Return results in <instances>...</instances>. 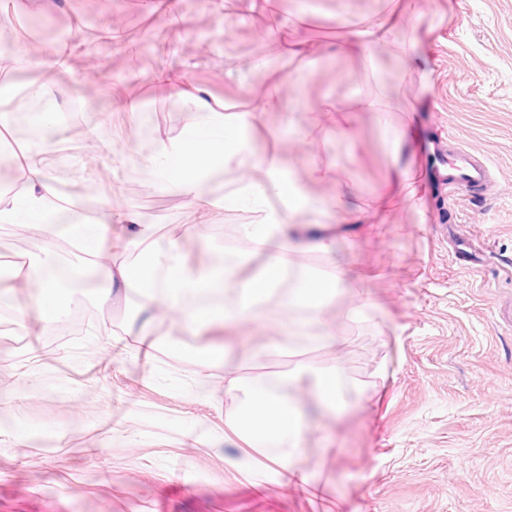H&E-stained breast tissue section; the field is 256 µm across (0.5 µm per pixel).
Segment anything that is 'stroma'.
I'll use <instances>...</instances> for the list:
<instances>
[{
	"label": "stroma",
	"instance_id": "35a3bbf8",
	"mask_svg": "<svg viewBox=\"0 0 512 512\" xmlns=\"http://www.w3.org/2000/svg\"><path fill=\"white\" fill-rule=\"evenodd\" d=\"M152 2L95 0L90 10L65 0L37 11L16 0L0 49L35 33L45 46L67 35L69 73L0 70L18 96L40 84L53 111L68 116L40 157L50 182L72 197L93 194L113 221L143 214L162 240L196 223L187 197L127 190L138 153L192 119V105L154 75L170 71L243 109L260 87L248 66L266 53L290 89L255 128L254 150L283 158L313 198L335 196L341 182L357 187L356 222L340 232L335 256L309 263L351 267L353 288L380 315L351 320L346 294L329 308L353 387L345 414L321 416L311 432V481L302 485L234 466L262 457L225 431L235 405L223 370L195 364V352L215 343L243 357L267 331L217 324L196 336L161 317L152 359L135 360L126 330L136 293L102 305L97 290L63 289L70 304L46 328L31 288L13 285L0 296V512H512V0H421V67L404 77L335 53L341 20L368 23L388 0H274L273 18L248 20L238 0H183L173 14L149 11ZM268 25L263 49L256 33ZM294 41L309 46L306 66L280 50ZM356 92L392 103L409 169L440 136L449 150L487 159L491 192L408 202L390 192L394 161L372 115L361 116L352 146L332 138L311 146L285 122L315 118L333 129L322 101L343 104ZM129 99L140 112L123 109ZM115 141L128 146L125 156L113 155ZM315 163L335 165L338 182L309 181ZM258 220L248 210L212 216L204 236L181 239L186 261L201 266L244 249L239 227ZM21 315L26 336L14 325ZM172 338L181 352L166 349Z\"/></svg>",
	"mask_w": 512,
	"mask_h": 512
}]
</instances>
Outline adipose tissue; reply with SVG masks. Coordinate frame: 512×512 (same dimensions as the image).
Instances as JSON below:
<instances>
[{
	"instance_id": "obj_1",
	"label": "adipose tissue",
	"mask_w": 512,
	"mask_h": 512,
	"mask_svg": "<svg viewBox=\"0 0 512 512\" xmlns=\"http://www.w3.org/2000/svg\"><path fill=\"white\" fill-rule=\"evenodd\" d=\"M419 14L418 0H391L387 14L365 27L348 29L337 48L368 63L379 52H388L398 71L407 73L415 58L409 49L412 39L406 22ZM253 68L268 84L253 111L225 112L206 91L186 86L180 96L196 109L191 123L178 137L157 139L151 152L140 159L149 186L190 198L200 221L189 225L187 234L204 235V218L219 210L243 207L261 213L259 223L241 227L245 250L215 256L204 268L191 266L178 240L157 243L155 225L136 212L125 215V234L113 239L111 213L101 208L95 216H87L85 199L57 192L35 160L54 125L50 112L36 116L37 135L14 159L25 180L18 189L0 192V223L26 220L35 241L51 245L63 240L70 244L73 256L86 254L99 260L106 298L138 290L141 301L130 324L139 342L149 346L157 344L153 326L161 311L195 333L217 321L244 331L258 326L277 328V335L249 352L252 364L290 356L305 344H315L324 354L321 366L299 362L271 378H241L239 361L221 344L202 350L198 358L201 367L224 371V390L237 402L235 414L227 421L231 432L270 464L304 480L308 473L303 453L311 429L304 401L309 398L321 408L336 410L343 406L348 391L341 360L345 341L331 333L326 321L343 278L333 271L308 268L305 260L312 254L333 256L336 240L328 236L326 223L352 219L353 190L342 187L333 199L317 204L298 181L283 172L280 161L255 153L229 156V146L246 126L281 106L276 72L262 61ZM324 109L341 114L336 123L338 142L353 144L356 120L360 113L370 112L393 158L403 154L406 134L388 121L376 99L356 94L342 107L325 101ZM230 161L241 171L242 187L224 197H213L206 188L205 173ZM305 211L313 215V223L300 221ZM116 248L146 254V265L112 263L110 256ZM58 270L49 253L24 260L17 270L22 283L33 285L34 309L39 322L47 327L63 315Z\"/></svg>"
}]
</instances>
